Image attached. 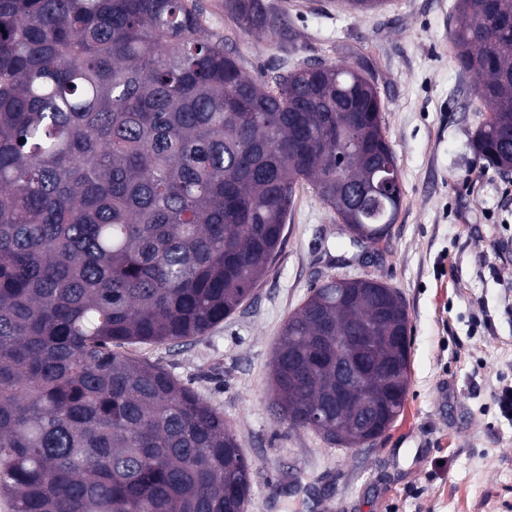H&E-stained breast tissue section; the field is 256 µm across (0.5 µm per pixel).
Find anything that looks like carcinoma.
Returning a JSON list of instances; mask_svg holds the SVG:
<instances>
[{
  "label": "carcinoma",
  "instance_id": "obj_1",
  "mask_svg": "<svg viewBox=\"0 0 512 512\" xmlns=\"http://www.w3.org/2000/svg\"><path fill=\"white\" fill-rule=\"evenodd\" d=\"M365 13L385 0H346ZM452 36L486 112L478 155L512 170V0H458ZM249 34L288 37L267 0H224ZM360 60L254 76L188 0H0V496L12 512H245L253 466L224 416L125 345H180L270 272L297 187L349 243H380L401 199L354 209L339 184L397 163ZM326 277L289 318L271 406L331 445L357 406L402 414L409 315L377 281ZM365 328L385 367L337 416L331 368L288 381V353Z\"/></svg>",
  "mask_w": 512,
  "mask_h": 512
}]
</instances>
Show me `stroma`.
I'll list each match as a JSON object with an SVG mask.
<instances>
[{"label":"stroma","mask_w":512,"mask_h":512,"mask_svg":"<svg viewBox=\"0 0 512 512\" xmlns=\"http://www.w3.org/2000/svg\"><path fill=\"white\" fill-rule=\"evenodd\" d=\"M287 39L236 31L224 0H195L204 31L256 75L306 61L364 59L384 104L401 206L387 238L356 253L335 214L296 195L271 272L233 314L190 344H137L220 411L256 476L246 512H512V175L473 149L487 118L455 59L456 0H270ZM373 275L410 317L402 415L374 444L331 447L279 422L270 362L282 328L327 275Z\"/></svg>","instance_id":"35a3bbf8"}]
</instances>
